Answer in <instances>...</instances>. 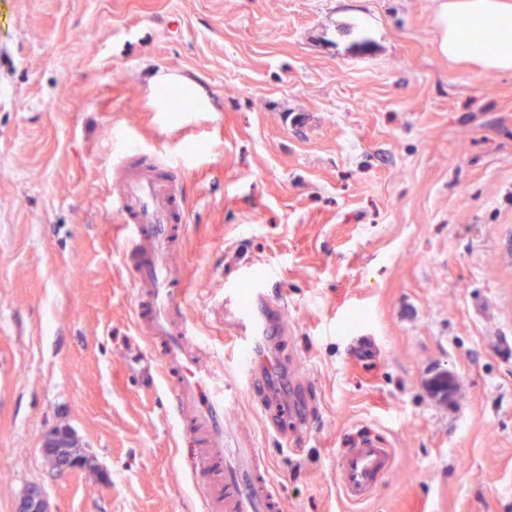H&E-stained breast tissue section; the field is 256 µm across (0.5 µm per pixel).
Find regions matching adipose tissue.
<instances>
[{"label":"adipose tissue","mask_w":512,"mask_h":512,"mask_svg":"<svg viewBox=\"0 0 512 512\" xmlns=\"http://www.w3.org/2000/svg\"><path fill=\"white\" fill-rule=\"evenodd\" d=\"M440 50L486 71H512V0H443Z\"/></svg>","instance_id":"obj_1"}]
</instances>
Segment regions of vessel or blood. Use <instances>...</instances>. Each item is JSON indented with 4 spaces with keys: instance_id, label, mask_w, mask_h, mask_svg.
I'll return each instance as SVG.
<instances>
[{
    "instance_id": "b4317fda",
    "label": "vessel or blood",
    "mask_w": 512,
    "mask_h": 512,
    "mask_svg": "<svg viewBox=\"0 0 512 512\" xmlns=\"http://www.w3.org/2000/svg\"><path fill=\"white\" fill-rule=\"evenodd\" d=\"M113 134L112 209L123 222L120 256L134 282L137 332L149 339L172 398V416L193 459V486L206 512H283L262 449L234 417L239 390L249 387L256 405L265 381L252 362L262 344L286 335L280 300L272 289L275 269L257 270L246 260L224 290L222 310L233 318L228 342L241 355L240 379L228 381L198 337L187 314V277L179 261L187 216L185 160L127 146ZM396 468L392 448L373 437L345 449L336 483L352 503L373 500Z\"/></svg>"
}]
</instances>
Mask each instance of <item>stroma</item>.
<instances>
[{
	"instance_id": "1",
	"label": "stroma",
	"mask_w": 512,
	"mask_h": 512,
	"mask_svg": "<svg viewBox=\"0 0 512 512\" xmlns=\"http://www.w3.org/2000/svg\"><path fill=\"white\" fill-rule=\"evenodd\" d=\"M441 2L0 0V512L32 486L50 512H200L121 265V126L191 161L188 311L227 376L225 285L279 272L278 362L315 412H237L285 512H512V71L448 60ZM157 65L209 93L195 132L155 114ZM55 428L93 467L52 466ZM364 436L398 465L353 504L334 472Z\"/></svg>"
}]
</instances>
